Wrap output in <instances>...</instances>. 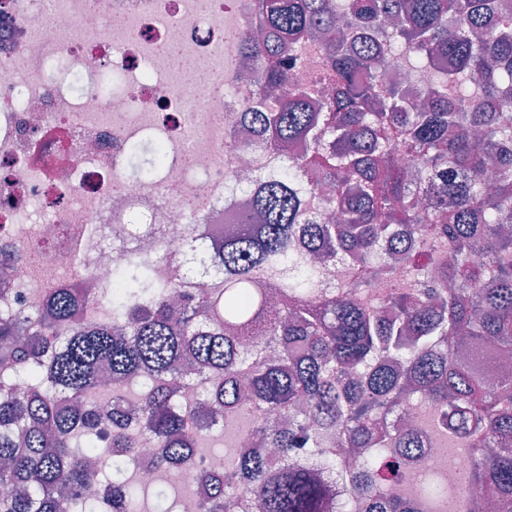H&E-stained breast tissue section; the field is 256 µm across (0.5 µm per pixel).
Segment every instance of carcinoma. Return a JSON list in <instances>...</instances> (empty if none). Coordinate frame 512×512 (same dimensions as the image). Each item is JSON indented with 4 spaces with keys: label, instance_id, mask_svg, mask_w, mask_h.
<instances>
[{
    "label": "carcinoma",
    "instance_id": "1",
    "mask_svg": "<svg viewBox=\"0 0 512 512\" xmlns=\"http://www.w3.org/2000/svg\"><path fill=\"white\" fill-rule=\"evenodd\" d=\"M252 11L239 119L284 170L228 189L251 223L223 250L187 224L129 254L104 316L97 288L0 309V512H171L173 487L127 474L144 441L191 473L186 512H512V12ZM395 57L427 80L386 81ZM240 422L216 479L198 448ZM436 452L468 457L453 487L394 489Z\"/></svg>",
    "mask_w": 512,
    "mask_h": 512
}]
</instances>
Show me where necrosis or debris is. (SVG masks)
Instances as JSON below:
<instances>
[{
	"mask_svg": "<svg viewBox=\"0 0 512 512\" xmlns=\"http://www.w3.org/2000/svg\"><path fill=\"white\" fill-rule=\"evenodd\" d=\"M249 0H0V242L9 245L4 299L33 301L40 284L111 282L127 225L154 224L177 244L189 221L224 246V190L243 166L280 158L224 153V115L252 97L235 38ZM136 144L166 161L132 173ZM98 236L73 250L80 228Z\"/></svg>",
	"mask_w": 512,
	"mask_h": 512,
	"instance_id": "1",
	"label": "necrosis or debris"
}]
</instances>
